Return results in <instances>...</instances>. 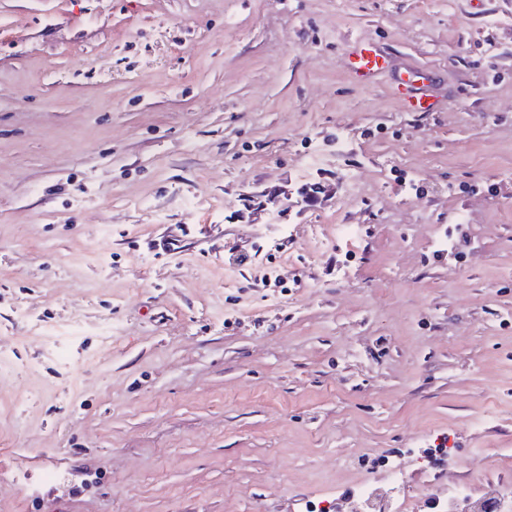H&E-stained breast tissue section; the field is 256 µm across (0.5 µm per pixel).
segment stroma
<instances>
[{
    "label": "stroma",
    "instance_id": "obj_1",
    "mask_svg": "<svg viewBox=\"0 0 512 512\" xmlns=\"http://www.w3.org/2000/svg\"><path fill=\"white\" fill-rule=\"evenodd\" d=\"M437 433L512 471V0H0V512H300ZM386 67V57L377 47L365 43L354 47L351 71L362 83H372ZM408 74L399 83L402 101L409 112H427L435 105L432 80L427 73ZM418 78V79H414ZM38 330L48 343L50 351L56 356L62 357L65 339L80 333L84 328L79 324H73L61 327H39Z\"/></svg>",
    "mask_w": 512,
    "mask_h": 512
}]
</instances>
